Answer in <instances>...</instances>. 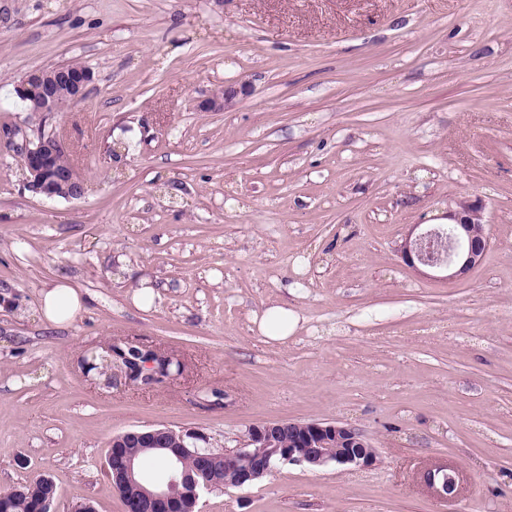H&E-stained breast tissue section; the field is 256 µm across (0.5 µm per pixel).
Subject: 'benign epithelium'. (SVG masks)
Here are the masks:
<instances>
[{"label":"benign epithelium","mask_w":512,"mask_h":512,"mask_svg":"<svg viewBox=\"0 0 512 512\" xmlns=\"http://www.w3.org/2000/svg\"><path fill=\"white\" fill-rule=\"evenodd\" d=\"M75 94L68 101H60L51 95L44 78L24 80L18 95L27 98L39 96L43 101L42 111L48 115L62 111L70 104L84 101L88 90L85 76L64 75ZM245 87H224L203 100L200 108L216 112L225 109L238 91ZM17 129H4L0 137L13 144L27 162L24 165L26 187L37 195L48 199H79L85 194V180L79 168L71 166L64 172L51 167V161L64 148V138L59 134L31 139L23 136L20 144L13 142ZM482 203L465 202L460 209L448 213L453 223L431 226L415 237L406 238L401 254L410 265L417 263L433 270L448 271V278L458 277L478 265L490 246L486 234L475 230L482 221ZM282 423L266 422L249 429L246 437L233 449L218 452L196 453V465L188 464L184 457L187 445L168 441L179 435L196 438V435L177 431L166 425L148 429L128 430L112 437V454L106 460L107 472L115 491L137 485L142 498L136 510L126 512H200L199 503L203 492L212 484L199 481L201 470H222L233 475L231 485L236 488L249 486L271 474L285 464L303 465L319 469L330 463L370 468L377 464V454L364 435L351 425L340 422H303L298 432L288 440V447H280ZM158 448L167 459L165 478L161 482L145 479L135 459L127 452V446ZM431 489L444 499H452L461 491L458 472L450 465L429 468Z\"/></svg>","instance_id":"7a95c632"}]
</instances>
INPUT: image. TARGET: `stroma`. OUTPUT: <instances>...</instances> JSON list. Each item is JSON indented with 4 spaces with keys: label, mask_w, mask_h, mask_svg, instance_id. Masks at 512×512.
<instances>
[{
    "label": "stroma",
    "mask_w": 512,
    "mask_h": 512,
    "mask_svg": "<svg viewBox=\"0 0 512 512\" xmlns=\"http://www.w3.org/2000/svg\"><path fill=\"white\" fill-rule=\"evenodd\" d=\"M71 62L87 99L28 111L20 81ZM4 125L64 130L87 191L29 192L0 139V492L46 474L53 512H125L113 435L232 449L288 419L350 424L378 462L286 465L202 512H512V0H0ZM462 199L484 204L482 262L407 266L413 225ZM62 281L85 307L49 329ZM273 304L300 317L281 343L252 322ZM126 341L183 373L82 367ZM437 461L458 497L421 485ZM246 90L245 86H241L239 91L236 87H226L218 89L211 96L203 100L200 104V108L204 111L216 112L225 109L228 102L234 99L238 92Z\"/></svg>",
    "instance_id": "1"
}]
</instances>
